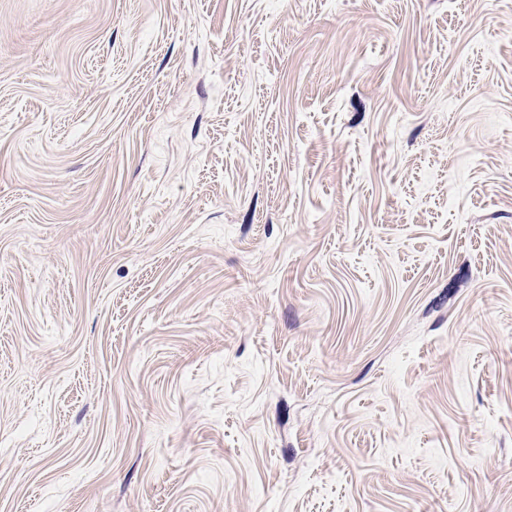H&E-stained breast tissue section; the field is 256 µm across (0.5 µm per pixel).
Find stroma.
<instances>
[{"label": "stroma", "mask_w": 512, "mask_h": 512, "mask_svg": "<svg viewBox=\"0 0 512 512\" xmlns=\"http://www.w3.org/2000/svg\"><path fill=\"white\" fill-rule=\"evenodd\" d=\"M0 512H512V0H0Z\"/></svg>", "instance_id": "obj_1"}]
</instances>
